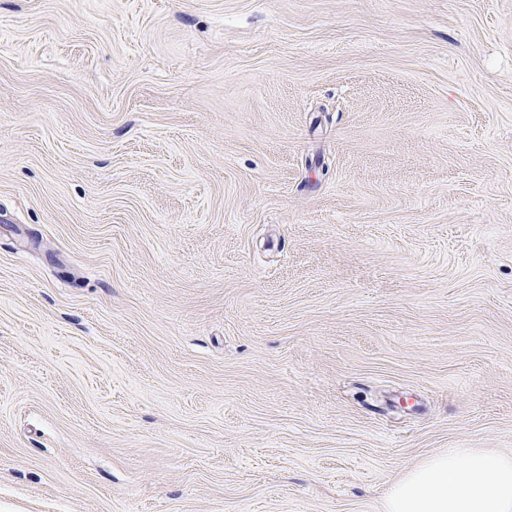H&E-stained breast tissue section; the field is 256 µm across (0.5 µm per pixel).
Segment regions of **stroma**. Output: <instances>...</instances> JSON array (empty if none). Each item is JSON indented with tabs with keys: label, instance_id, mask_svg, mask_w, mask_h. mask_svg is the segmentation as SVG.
I'll list each match as a JSON object with an SVG mask.
<instances>
[{
	"label": "stroma",
	"instance_id": "stroma-1",
	"mask_svg": "<svg viewBox=\"0 0 512 512\" xmlns=\"http://www.w3.org/2000/svg\"><path fill=\"white\" fill-rule=\"evenodd\" d=\"M512 453V0H0V512H380Z\"/></svg>",
	"mask_w": 512,
	"mask_h": 512
}]
</instances>
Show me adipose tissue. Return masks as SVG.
Here are the masks:
<instances>
[{
	"instance_id": "ef3b65f1",
	"label": "adipose tissue",
	"mask_w": 512,
	"mask_h": 512,
	"mask_svg": "<svg viewBox=\"0 0 512 512\" xmlns=\"http://www.w3.org/2000/svg\"><path fill=\"white\" fill-rule=\"evenodd\" d=\"M380 512H512V455L450 448L395 481Z\"/></svg>"
}]
</instances>
